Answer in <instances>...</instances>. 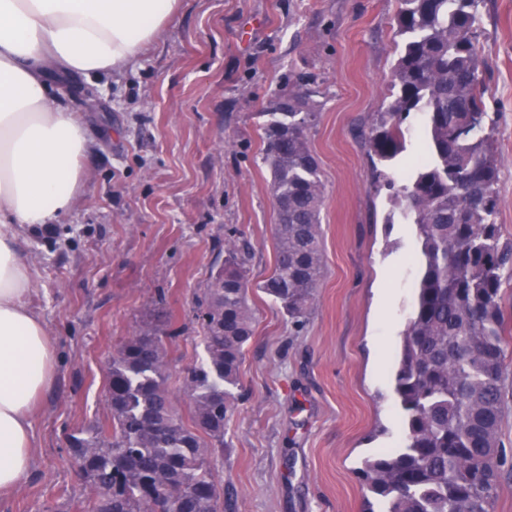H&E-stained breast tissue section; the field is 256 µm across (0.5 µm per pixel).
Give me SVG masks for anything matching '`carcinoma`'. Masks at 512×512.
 I'll list each match as a JSON object with an SVG mask.
<instances>
[{
  "label": "carcinoma",
  "instance_id": "carcinoma-1",
  "mask_svg": "<svg viewBox=\"0 0 512 512\" xmlns=\"http://www.w3.org/2000/svg\"><path fill=\"white\" fill-rule=\"evenodd\" d=\"M483 0H398V58L391 101L364 145L385 164L402 151L413 112L426 115L420 157L394 204L415 225L421 267L394 391L400 447L363 461L367 512H493L497 435L503 421L502 275L493 119L477 51ZM315 76L266 107L264 162L271 171L276 263L259 288L288 322L304 324L324 273L325 185L308 131L320 116ZM249 249L229 239L224 267L198 303L205 355L186 369L185 423L166 384L167 344L178 330L126 338L108 366L109 423L80 428L69 449L88 488L85 512H224L213 462L235 413L244 348L253 335Z\"/></svg>",
  "mask_w": 512,
  "mask_h": 512
}]
</instances>
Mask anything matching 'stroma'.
Masks as SVG:
<instances>
[{
	"mask_svg": "<svg viewBox=\"0 0 512 512\" xmlns=\"http://www.w3.org/2000/svg\"><path fill=\"white\" fill-rule=\"evenodd\" d=\"M397 0H180L163 36L119 77L76 78L74 106L93 148L88 180L53 234H29L41 281L28 303L57 351L33 421L31 472L0 493V512H76L86 491L66 445L106 420L107 368L151 325L177 329L169 386L178 409L204 356L195 319L224 243L248 244L255 332L243 398L225 428L215 476L224 512H364L361 462L402 439L392 370L416 298L419 249L364 147L390 101ZM479 76L496 123L497 223L512 244V0H484ZM317 77L309 132L326 188L325 274L303 329L260 288L276 256L263 113L301 74ZM426 123L411 113L388 175L403 183ZM505 319V417L494 512H512V270Z\"/></svg>",
	"mask_w": 512,
	"mask_h": 512,
	"instance_id": "obj_1",
	"label": "stroma"
}]
</instances>
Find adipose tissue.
<instances>
[{"label":"adipose tissue","instance_id":"1","mask_svg":"<svg viewBox=\"0 0 512 512\" xmlns=\"http://www.w3.org/2000/svg\"><path fill=\"white\" fill-rule=\"evenodd\" d=\"M179 0H0V491L33 465V414L55 374L45 322L28 299L35 227L81 194L91 148L69 78L120 73L163 33Z\"/></svg>","mask_w":512,"mask_h":512}]
</instances>
